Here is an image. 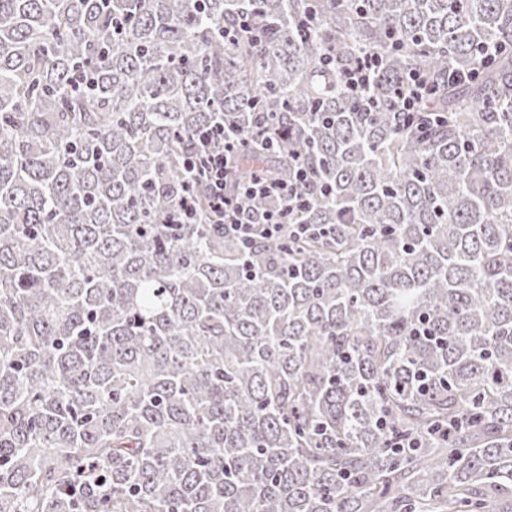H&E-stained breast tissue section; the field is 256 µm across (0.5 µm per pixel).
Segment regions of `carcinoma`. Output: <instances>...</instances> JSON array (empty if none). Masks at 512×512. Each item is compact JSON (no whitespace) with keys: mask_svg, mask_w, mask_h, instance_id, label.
Masks as SVG:
<instances>
[{"mask_svg":"<svg viewBox=\"0 0 512 512\" xmlns=\"http://www.w3.org/2000/svg\"><path fill=\"white\" fill-rule=\"evenodd\" d=\"M0 512H512V0H0ZM377 59L374 55H365L358 58L357 63L344 72V83L348 91L354 96H362L369 86ZM424 80L417 72H410L403 81V94L400 96L399 112H413L415 105L426 92ZM219 136V138H218ZM222 139V146L219 141ZM232 140H224V129L219 133L206 130L198 136V148L186 159L185 171L189 180L202 176L208 191V209L210 216L224 234L235 237L244 250H250L256 236L255 226H261L263 237L277 238L285 229L288 215L307 206L308 200L302 193V187L308 182V173L298 167L292 181L271 180L252 177L236 186L237 194L245 197L274 196L279 201L278 210L266 211L260 223L236 207V197L226 191L228 176V154L234 148Z\"/></svg>","mask_w":512,"mask_h":512,"instance_id":"carcinoma-1","label":"carcinoma"}]
</instances>
